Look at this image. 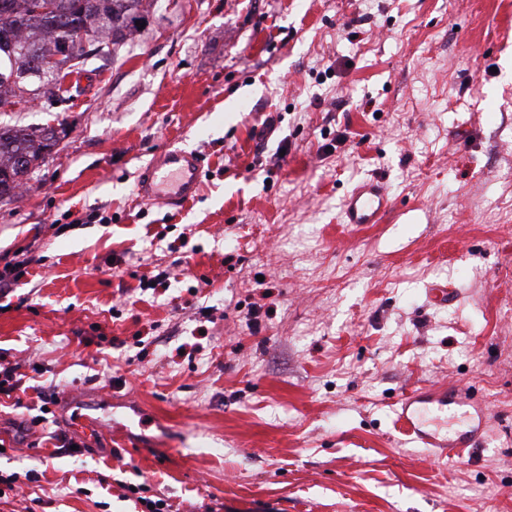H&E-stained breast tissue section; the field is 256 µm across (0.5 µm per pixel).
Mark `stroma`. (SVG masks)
Wrapping results in <instances>:
<instances>
[{"instance_id": "obj_1", "label": "stroma", "mask_w": 512, "mask_h": 512, "mask_svg": "<svg viewBox=\"0 0 512 512\" xmlns=\"http://www.w3.org/2000/svg\"><path fill=\"white\" fill-rule=\"evenodd\" d=\"M0 202V512H512V0H154ZM197 151L174 207L137 178ZM381 223H343L367 178ZM166 287L153 286L154 275ZM271 293H264L263 284ZM460 289L436 306L426 290ZM451 385L484 411L448 459L397 421ZM118 391L148 445L75 450L53 394Z\"/></svg>"}]
</instances>
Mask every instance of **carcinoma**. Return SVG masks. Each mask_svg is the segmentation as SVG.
Here are the masks:
<instances>
[{
  "label": "carcinoma",
  "instance_id": "carcinoma-1",
  "mask_svg": "<svg viewBox=\"0 0 512 512\" xmlns=\"http://www.w3.org/2000/svg\"><path fill=\"white\" fill-rule=\"evenodd\" d=\"M0 0V100L21 96L25 84L39 80L42 94L56 100L57 78L41 73L43 60L69 43L59 61L63 75L83 71L91 55H108L132 33L143 0ZM60 136L54 127L0 126V201L17 197L26 176L40 167Z\"/></svg>",
  "mask_w": 512,
  "mask_h": 512
}]
</instances>
